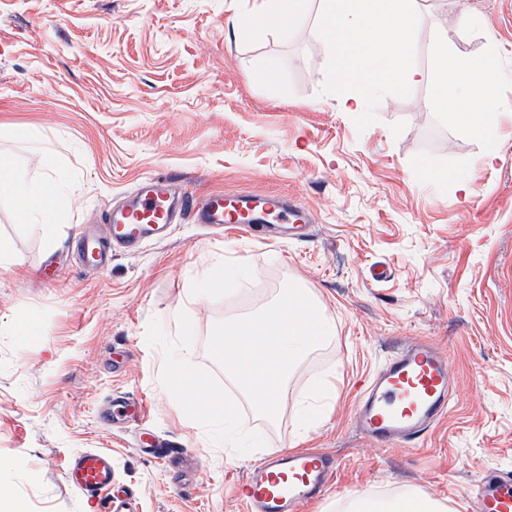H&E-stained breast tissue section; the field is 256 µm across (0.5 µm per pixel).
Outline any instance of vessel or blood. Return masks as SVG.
<instances>
[{"label": "vessel or blood", "mask_w": 512, "mask_h": 512, "mask_svg": "<svg viewBox=\"0 0 512 512\" xmlns=\"http://www.w3.org/2000/svg\"><path fill=\"white\" fill-rule=\"evenodd\" d=\"M198 224H240L252 232L267 217L278 218L303 232L312 221L288 197L210 194L172 195L163 177L142 181L104 216L110 236L83 235L74 248L85 265L106 269L113 245L130 246L165 236L176 214ZM453 380L448 358L425 337L412 339L385 360L363 388L355 425L366 439L381 447L415 448L448 412ZM336 458L316 448L272 453L254 465L235 485L245 512H300L302 505L321 499L336 473ZM69 486L93 504L97 512H133L126 496L115 493L112 456L103 450L75 453L68 461ZM473 512H512V473L484 476L472 497Z\"/></svg>", "instance_id": "obj_1"}]
</instances>
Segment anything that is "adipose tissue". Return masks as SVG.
<instances>
[{
	"mask_svg": "<svg viewBox=\"0 0 512 512\" xmlns=\"http://www.w3.org/2000/svg\"><path fill=\"white\" fill-rule=\"evenodd\" d=\"M419 0H323L319 28L323 48L342 85L340 100L351 112L369 107L389 87L411 93L421 74L412 63L415 19ZM304 13V0H275L273 7L254 9L240 19L249 27H294ZM439 81L434 103L456 125L483 141L484 159L499 155L501 119L493 94L498 81L493 55L449 59L440 51L434 59ZM0 192L17 203L18 217L26 223L51 224L57 210L69 202L67 186L56 179L20 180L13 164L0 163ZM333 332L330 321L317 309L309 292L289 290L277 304L238 322L225 324L216 349L224 355V372L235 381L267 419L276 414L269 396L284 389L293 370L318 349ZM184 406L205 412L207 426L225 443L235 444L241 434L232 402L215 397L191 372L178 369L170 385ZM343 512H447L443 503L406 489L388 503L365 508L363 499L349 501Z\"/></svg>",
	"mask_w": 512,
	"mask_h": 512,
	"instance_id": "1",
	"label": "adipose tissue"
}]
</instances>
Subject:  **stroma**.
<instances>
[{"label": "stroma", "mask_w": 512, "mask_h": 512, "mask_svg": "<svg viewBox=\"0 0 512 512\" xmlns=\"http://www.w3.org/2000/svg\"><path fill=\"white\" fill-rule=\"evenodd\" d=\"M259 0H0V159L42 179L39 152L74 199L53 232L20 222L0 193V487L27 512H95L66 482L72 454L112 455L114 484L134 512H244L234 484L268 452L299 441L336 456L326 496L301 512H336L361 490L411 488L469 512L479 480L512 472V0H427L415 62L427 78L345 111L322 50L319 0L292 30L245 28ZM484 26L463 28L462 12ZM495 52L499 157L433 103L431 62ZM274 78H261L268 64ZM447 171L434 183L422 166ZM173 191L271 192L306 206L313 234L263 243L225 227L178 221L168 239L117 253L102 272L74 262L68 240L101 224L149 177ZM471 178L470 191L457 188ZM237 268L232 293L181 298L216 260ZM308 290L332 321L329 341L270 397L276 426L257 419L224 375L215 344L226 322L256 313L288 288ZM40 321L23 342L22 310ZM417 336L448 356L445 418L420 448H377L354 427L361 385ZM238 404L248 437L225 448L168 388L175 361ZM334 400L298 428L316 379ZM144 413L103 420L115 394Z\"/></svg>", "instance_id": "stroma-1"}]
</instances>
